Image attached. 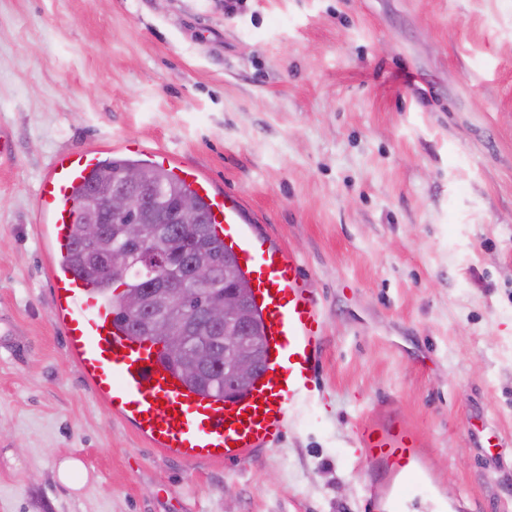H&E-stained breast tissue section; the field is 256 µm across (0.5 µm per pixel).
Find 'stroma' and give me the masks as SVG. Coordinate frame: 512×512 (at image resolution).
Listing matches in <instances>:
<instances>
[{
	"label": "stroma",
	"instance_id": "35a3bbf8",
	"mask_svg": "<svg viewBox=\"0 0 512 512\" xmlns=\"http://www.w3.org/2000/svg\"><path fill=\"white\" fill-rule=\"evenodd\" d=\"M0 132V512H368L392 414L512 512V0H0ZM127 138L242 196L323 313L318 402L245 462L156 450L56 323L40 180ZM59 480L74 488L78 489L87 478V472L82 461L76 457H68L59 462L58 465ZM82 478L78 481L77 478Z\"/></svg>",
	"mask_w": 512,
	"mask_h": 512
}]
</instances>
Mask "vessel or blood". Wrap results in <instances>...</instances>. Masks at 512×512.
I'll use <instances>...</instances> for the list:
<instances>
[{"mask_svg": "<svg viewBox=\"0 0 512 512\" xmlns=\"http://www.w3.org/2000/svg\"><path fill=\"white\" fill-rule=\"evenodd\" d=\"M98 161L95 150L75 149L57 156L41 181L38 210L53 257L67 254L74 198ZM179 177L206 201L216 235L250 279L266 340L264 368L250 387L230 398L191 388L158 343L134 339L116 320L111 301L61 266L52 282L57 321L84 377L156 449L191 462H243L275 445L317 401L322 313L297 257L257 230L239 197L195 170H182ZM354 447L385 489L368 496L371 512H398L409 484L424 489L423 512H463L462 503H447L435 493L427 452L414 429L393 419L365 423Z\"/></svg>", "mask_w": 512, "mask_h": 512, "instance_id": "vessel-or-blood-1", "label": "vessel or blood"}]
</instances>
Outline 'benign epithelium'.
<instances>
[{
  "label": "benign epithelium",
  "instance_id": "benign-epithelium-1",
  "mask_svg": "<svg viewBox=\"0 0 512 512\" xmlns=\"http://www.w3.org/2000/svg\"><path fill=\"white\" fill-rule=\"evenodd\" d=\"M100 216L94 217L87 225L85 243L91 250L93 261L101 268L114 274L122 271V264L110 255L96 251L97 243L104 235L103 225L114 218H128L124 226L125 236L136 242H143V224H187L194 214L193 200L182 197L164 210H157L151 192L142 187L141 173L135 169L125 172L123 181L115 188L102 192ZM191 277L195 282L196 294H208L212 287L209 270L194 268ZM139 337L149 336L160 340L161 347L170 357L183 364L186 374L206 378L210 373L212 350L208 344L224 343V377L229 381L247 378L259 367L264 338L250 334L251 308L230 291L224 298L215 299L196 307L186 300L185 289L177 278L167 274L159 276L148 289V295L128 301ZM159 307L174 309L181 314L182 330L193 328L199 321L209 327L224 331V336H202L200 344L193 347L188 337L175 335V329L164 317L154 313Z\"/></svg>",
  "mask_w": 512,
  "mask_h": 512
}]
</instances>
